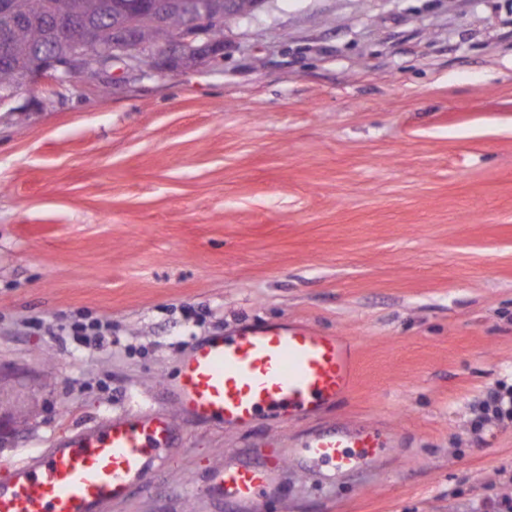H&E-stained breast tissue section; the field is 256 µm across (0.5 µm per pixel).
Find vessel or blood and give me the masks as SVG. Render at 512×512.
<instances>
[{
	"instance_id": "1",
	"label": "vessel or blood",
	"mask_w": 512,
	"mask_h": 512,
	"mask_svg": "<svg viewBox=\"0 0 512 512\" xmlns=\"http://www.w3.org/2000/svg\"><path fill=\"white\" fill-rule=\"evenodd\" d=\"M354 344L299 323L244 327L225 340L198 343L184 359L172 391L180 409L230 427L260 413L313 414L350 390ZM173 426L164 412L107 420L67 443L13 466L0 485V512H100L166 464ZM300 455L331 464L347 476L379 461L371 434L339 429L313 433ZM278 465H239L218 483L226 497L250 505L274 493Z\"/></svg>"
}]
</instances>
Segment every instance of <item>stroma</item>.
Masks as SVG:
<instances>
[{
    "mask_svg": "<svg viewBox=\"0 0 512 512\" xmlns=\"http://www.w3.org/2000/svg\"><path fill=\"white\" fill-rule=\"evenodd\" d=\"M110 321L99 348L64 319ZM354 338L318 417L231 429L168 384L256 322ZM512 0H265L222 55L0 107V480L80 427L165 410L167 464L101 512H506L512 422ZM349 428L339 477L288 458L242 508L225 468ZM505 398L506 397L504 395L499 393L491 395L480 408L481 414L478 416L479 423L488 420L489 415H492L498 420H503L505 418L511 419L512 400L511 397H508V400ZM348 448H361L358 453ZM299 454L331 464L337 476H347L380 460L381 448L370 433L339 429L314 432Z\"/></svg>",
    "mask_w": 512,
    "mask_h": 512,
    "instance_id": "stroma-1",
    "label": "stroma"
}]
</instances>
